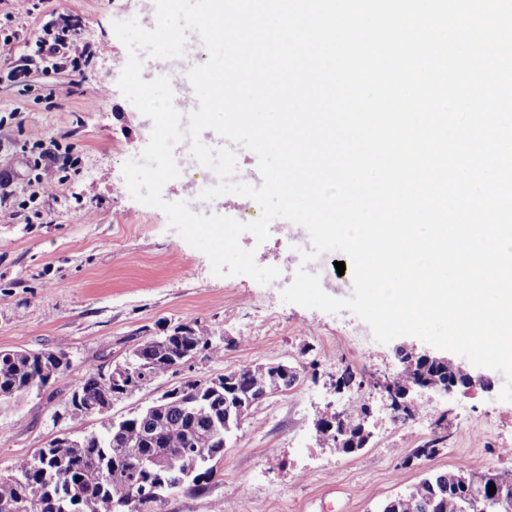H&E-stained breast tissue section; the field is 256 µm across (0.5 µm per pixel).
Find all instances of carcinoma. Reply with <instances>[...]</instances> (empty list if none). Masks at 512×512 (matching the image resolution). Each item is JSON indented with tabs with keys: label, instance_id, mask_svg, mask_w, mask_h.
Wrapping results in <instances>:
<instances>
[{
	"label": "carcinoma",
	"instance_id": "obj_1",
	"mask_svg": "<svg viewBox=\"0 0 512 512\" xmlns=\"http://www.w3.org/2000/svg\"><path fill=\"white\" fill-rule=\"evenodd\" d=\"M208 333L198 324L183 334L171 335L164 344L147 340L132 348L138 366L146 368L151 381L172 373L174 363H186L199 352L210 360L224 356L222 347H205ZM41 352L28 350L0 351V396L15 400L33 390L41 391L62 379L71 368L65 361L59 372L48 378L40 371ZM232 392L250 397L257 403L268 399L272 392L274 368L268 363H247L231 371ZM440 370L432 365L401 368L392 383L405 386L421 378L433 379ZM178 403L155 411L150 417H126L120 432L112 429V419L98 417L99 430L83 432L63 448L50 447L38 454L15 460L12 480L0 476V512L19 501L26 502L27 512H71L79 504L81 512H161L155 501L128 505L121 493L123 481L149 475L136 472L135 456L151 459H177L183 482L176 483L168 475L159 492L166 495L181 491L199 495L205 493L216 475L214 468L202 458L185 453L188 448H203L205 454L219 460L224 457V390L207 396L198 394L191 385L179 388ZM118 395L101 373L90 368L85 379L73 390L70 398L71 417L78 418L76 405L106 407ZM366 413L362 405L342 412L339 426L356 432ZM137 447H130L131 443ZM442 439L435 438L413 450L411 457L429 461ZM496 491L489 494V484ZM438 504L436 512H512V471L489 472L462 484L453 480V472L430 474L410 485L393 498L392 512H430L429 503Z\"/></svg>",
	"mask_w": 512,
	"mask_h": 512
}]
</instances>
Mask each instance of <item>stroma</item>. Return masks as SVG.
Returning a JSON list of instances; mask_svg holds the SVG:
<instances>
[{
  "label": "stroma",
  "instance_id": "obj_1",
  "mask_svg": "<svg viewBox=\"0 0 512 512\" xmlns=\"http://www.w3.org/2000/svg\"><path fill=\"white\" fill-rule=\"evenodd\" d=\"M155 14L154 0H42L29 13L15 0H0V29L18 35L0 48V172L12 175L0 188V350L55 348L71 360L59 382L0 416V473L56 436L97 428V418L77 424L70 417L71 393L88 367L110 369L149 337L193 322L229 338L223 358L193 360L178 375L116 402L112 416H127L179 378H210L247 362L314 361L318 371L253 408L209 490L173 496L163 512H378L428 473L512 470V401L499 398L501 373L473 368L491 380L487 389L415 394L413 416L404 421L372 383L400 370L398 347L421 352L426 343L402 336L383 344L349 311L329 314L282 301L299 268L289 257L296 240L308 239L306 229L286 235L271 224L260 245L251 234L241 236L260 265L279 268L271 282L219 278L206 255L169 229L161 210L131 198L122 166L140 158L153 124L117 86L128 52L112 24ZM64 15L81 28L90 50L80 73L36 65L27 84L9 81L43 27ZM70 81L72 94L57 96V87ZM63 134L77 163L39 191L44 165L37 146ZM344 364L363 371L365 383L338 394L331 382ZM363 404L372 409L363 450L343 454L319 441L314 422L327 406L343 411ZM438 436L443 443L435 457L411 461L413 449Z\"/></svg>",
  "mask_w": 512,
  "mask_h": 512
}]
</instances>
